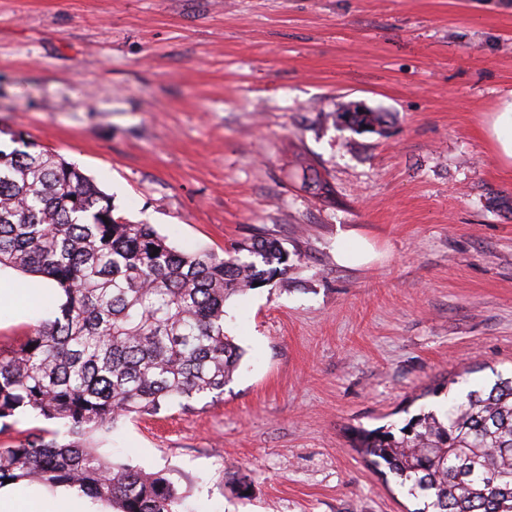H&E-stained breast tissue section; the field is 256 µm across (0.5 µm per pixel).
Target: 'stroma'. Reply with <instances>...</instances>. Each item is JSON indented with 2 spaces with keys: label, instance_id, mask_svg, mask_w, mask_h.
Masks as SVG:
<instances>
[{
  "label": "stroma",
  "instance_id": "obj_1",
  "mask_svg": "<svg viewBox=\"0 0 512 512\" xmlns=\"http://www.w3.org/2000/svg\"><path fill=\"white\" fill-rule=\"evenodd\" d=\"M509 100L512 0H0V127L178 248L289 255L225 304L244 355L223 395L119 423L100 452L166 473L184 512H419L348 435L437 408L423 391L451 373H512V162L491 133ZM348 102L386 135L340 125ZM346 232L372 260L337 263ZM20 278L0 270L6 347L48 315Z\"/></svg>",
  "mask_w": 512,
  "mask_h": 512
}]
</instances>
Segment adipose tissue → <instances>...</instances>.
I'll use <instances>...</instances> for the list:
<instances>
[{
    "instance_id": "adipose-tissue-1",
    "label": "adipose tissue",
    "mask_w": 512,
    "mask_h": 512,
    "mask_svg": "<svg viewBox=\"0 0 512 512\" xmlns=\"http://www.w3.org/2000/svg\"><path fill=\"white\" fill-rule=\"evenodd\" d=\"M0 512H106L104 505L92 502L75 490L46 488L37 483L0 486Z\"/></svg>"
}]
</instances>
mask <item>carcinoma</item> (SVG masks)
Listing matches in <instances>:
<instances>
[{
    "mask_svg": "<svg viewBox=\"0 0 512 512\" xmlns=\"http://www.w3.org/2000/svg\"><path fill=\"white\" fill-rule=\"evenodd\" d=\"M337 116L355 133L387 123L352 102ZM2 135L16 147L0 149V269L47 280L59 302L19 344L0 346V435L25 415L58 425L0 446V485L75 488L117 512H182L165 473L107 459L98 437L174 401L224 393L242 359L224 333L225 303L286 274L288 252L268 238L222 256L178 249L153 225L115 215L112 196L76 164L21 131ZM350 446L423 497L421 512H512V377L423 410L396 433L359 429Z\"/></svg>",
    "mask_w": 512,
    "mask_h": 512,
    "instance_id": "cac0c4a2",
    "label": "carcinoma"
}]
</instances>
